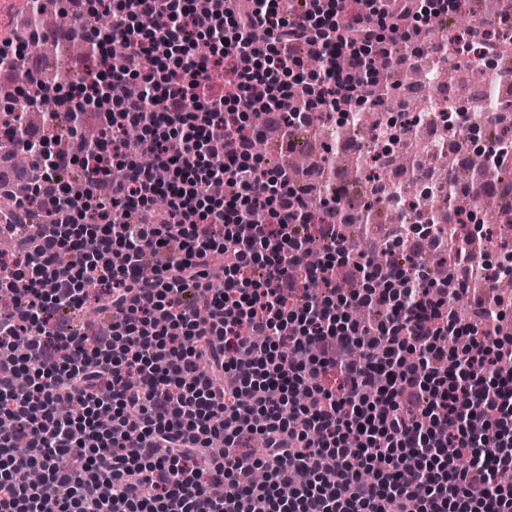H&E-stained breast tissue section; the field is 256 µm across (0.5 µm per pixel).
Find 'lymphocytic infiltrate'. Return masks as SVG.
Segmentation results:
<instances>
[{
  "instance_id": "1",
  "label": "lymphocytic infiltrate",
  "mask_w": 512,
  "mask_h": 512,
  "mask_svg": "<svg viewBox=\"0 0 512 512\" xmlns=\"http://www.w3.org/2000/svg\"><path fill=\"white\" fill-rule=\"evenodd\" d=\"M291 3L101 0L109 25L83 38L123 93L99 137L67 158L51 148L83 112L63 98L44 134L13 126L38 178L9 227L21 251L0 266V512H512L496 480L512 470V336L484 328L504 300L474 298L464 319L448 298L470 292L471 260L439 277L403 239L349 252L341 189L265 159L251 123L287 143L321 114L363 111L381 74L412 61L394 46L450 12L480 34L511 28L512 0L492 15L480 0ZM116 39L128 52L114 62ZM226 60L236 77L219 88L209 73ZM109 161L125 177L105 195ZM68 165L84 194L59 178ZM212 182L227 199L204 193ZM160 194L166 222L145 221ZM313 198L329 226L317 257ZM92 287L112 317L91 337L72 316Z\"/></svg>"
}]
</instances>
